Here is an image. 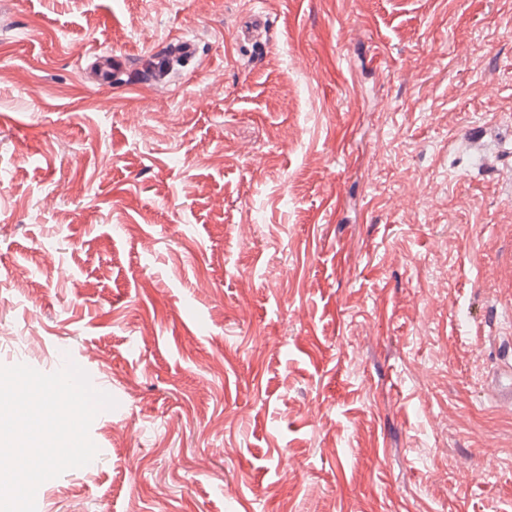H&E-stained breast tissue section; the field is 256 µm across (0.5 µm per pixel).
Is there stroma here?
Wrapping results in <instances>:
<instances>
[{"mask_svg":"<svg viewBox=\"0 0 512 512\" xmlns=\"http://www.w3.org/2000/svg\"><path fill=\"white\" fill-rule=\"evenodd\" d=\"M492 99L512 0H0V365L117 402L37 512H512ZM197 55L196 43L193 39L185 35H179L169 38L162 50L158 53L151 54V61L154 69L161 71L166 69L168 65L174 62H189ZM87 62L84 69L88 82L109 88L112 84L122 81V76H128L130 63L126 56L115 51L95 50L85 57Z\"/></svg>","mask_w":512,"mask_h":512,"instance_id":"obj_1","label":"stroma"}]
</instances>
